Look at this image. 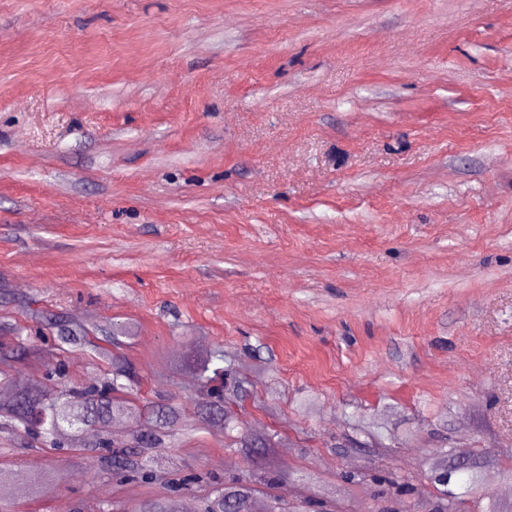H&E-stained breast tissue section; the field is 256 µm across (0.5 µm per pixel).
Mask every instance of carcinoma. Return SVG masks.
Returning <instances> with one entry per match:
<instances>
[{
    "label": "carcinoma",
    "mask_w": 512,
    "mask_h": 512,
    "mask_svg": "<svg viewBox=\"0 0 512 512\" xmlns=\"http://www.w3.org/2000/svg\"><path fill=\"white\" fill-rule=\"evenodd\" d=\"M55 346L63 351L67 347L99 349L94 337L88 335L79 323L64 325L54 338ZM25 347L21 344L11 350L0 347V388L14 392L9 402H0V427L17 434L30 436L38 444L50 448L70 446L90 452L95 469L112 473L121 482L129 479L144 483L169 485L171 473L151 456H141L137 449L165 448L178 420L177 407L167 404L158 407L143 405L131 398L134 387L140 384L131 364L121 355H112L111 377L100 384L72 385L54 395L34 389L23 375L20 364L24 361ZM195 373V391L199 394L201 421L224 431L235 429L231 405L246 397L242 384L233 379L237 370L235 361L216 347L192 363ZM144 419V428L132 433L128 444L110 447V443L95 436L92 426L106 425L109 421ZM473 470L468 472L464 490L450 488L452 477L440 479L441 466L434 465L431 478L446 487L435 512H459L461 504L472 497L488 500L485 512H502L495 495L482 481L483 462L471 460ZM255 488L249 482L239 481L234 486L218 487L203 500L201 512H227V505L237 506L236 512H252ZM139 512H179L178 501L172 497L155 499L140 506Z\"/></svg>",
    "instance_id": "1"
}]
</instances>
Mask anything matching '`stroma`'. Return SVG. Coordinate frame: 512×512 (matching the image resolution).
<instances>
[{
    "instance_id": "stroma-1",
    "label": "stroma",
    "mask_w": 512,
    "mask_h": 512,
    "mask_svg": "<svg viewBox=\"0 0 512 512\" xmlns=\"http://www.w3.org/2000/svg\"><path fill=\"white\" fill-rule=\"evenodd\" d=\"M75 319L179 405L175 477L262 460L198 419L220 345L290 505L383 512L369 469L432 512L445 448L512 505V0H0V344ZM0 462L11 512L165 493L5 429Z\"/></svg>"
}]
</instances>
